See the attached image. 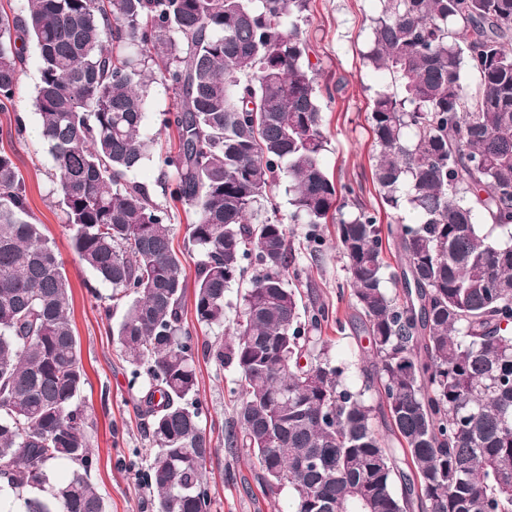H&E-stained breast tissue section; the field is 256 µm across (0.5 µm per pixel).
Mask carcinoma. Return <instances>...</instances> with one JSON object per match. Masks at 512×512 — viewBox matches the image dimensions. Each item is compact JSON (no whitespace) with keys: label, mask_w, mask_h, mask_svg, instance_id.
Masks as SVG:
<instances>
[{"label":"carcinoma","mask_w":512,"mask_h":512,"mask_svg":"<svg viewBox=\"0 0 512 512\" xmlns=\"http://www.w3.org/2000/svg\"><path fill=\"white\" fill-rule=\"evenodd\" d=\"M362 58L391 79L369 116L373 182L409 224H379L325 170L309 0H27L0 11V112L39 53L34 107L79 261L112 287L105 319L135 379L153 445L142 472L154 512L211 506L213 453L196 399V357L233 369L224 441L246 450L291 512H512V0H379ZM175 95L142 136L153 84ZM164 195L193 208L196 321L233 336L197 347L173 215L130 178L150 158ZM293 224L337 225L362 383L317 332L329 307L288 287ZM394 254L396 267L385 261ZM252 273H247V270ZM399 286L392 294L386 283ZM64 262L0 150V491L24 512H105L78 397L86 382ZM307 314L301 320V314ZM306 457L309 464L299 465ZM69 462L57 477L53 467Z\"/></svg>","instance_id":"obj_1"}]
</instances>
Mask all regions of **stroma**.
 <instances>
[{
  "mask_svg": "<svg viewBox=\"0 0 512 512\" xmlns=\"http://www.w3.org/2000/svg\"><path fill=\"white\" fill-rule=\"evenodd\" d=\"M376 11L377 0H310L306 26L313 48L310 60L321 80L339 86L333 99L321 102L327 136L322 162L335 180L351 185L361 200L377 211L381 224L409 223L411 211L390 212L372 182L373 139L368 117L374 93L385 79L365 66L362 51L369 20ZM39 76L37 49L31 44L26 48L12 106L23 116L26 134L6 150L14 155L31 211L60 253L72 285V323L87 376L80 400L88 415L90 445L97 459L93 483L104 498L106 512H152V495L138 475L151 460L149 438L135 415L139 389L131 384L130 366L102 317L111 287L77 260L65 215L53 193L54 160L32 107ZM289 231L295 243L294 265L301 274L289 278L288 283L329 306L331 316L321 336L332 357H345L359 343L351 328V299L340 294L346 271L336 248V227L323 225V245L317 257L310 252L307 225L293 224ZM196 368V398L214 449L206 463L211 512H289L288 494L271 499L263 493L254 477V461L246 451L232 456L224 449V427L233 414L229 393L233 370L206 359L197 360Z\"/></svg>",
  "mask_w": 512,
  "mask_h": 512,
  "instance_id": "1",
  "label": "stroma"
}]
</instances>
